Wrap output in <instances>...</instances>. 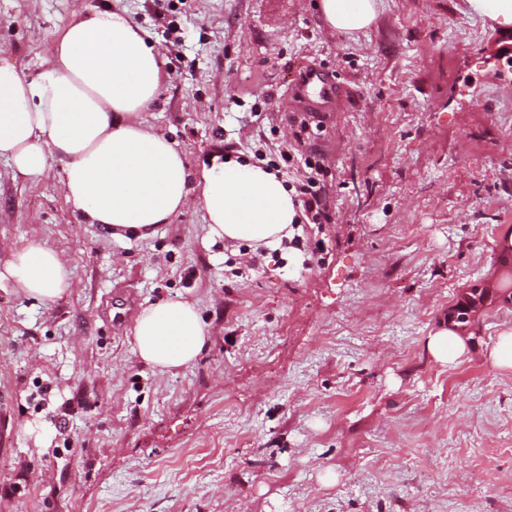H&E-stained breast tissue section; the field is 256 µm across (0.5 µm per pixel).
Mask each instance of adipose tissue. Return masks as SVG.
Segmentation results:
<instances>
[{
	"mask_svg": "<svg viewBox=\"0 0 512 512\" xmlns=\"http://www.w3.org/2000/svg\"><path fill=\"white\" fill-rule=\"evenodd\" d=\"M318 8L346 35L368 29L377 15L376 0H319ZM162 64L160 49L126 12H77L36 76L0 61V159L33 180L59 168L72 207L116 238H150L194 199L210 239L278 247L297 215L282 178L232 158L193 173L184 153L148 124ZM5 282L51 302L71 277L57 253L29 242L0 264ZM132 336L141 362L169 371L200 355L207 331L195 304L178 298L143 307ZM427 348L448 366L470 353L453 323L430 336Z\"/></svg>",
	"mask_w": 512,
	"mask_h": 512,
	"instance_id": "ef3b65f1",
	"label": "adipose tissue"
}]
</instances>
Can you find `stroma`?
I'll list each match as a JSON object with an SVG mask.
<instances>
[{"label": "stroma", "instance_id": "1", "mask_svg": "<svg viewBox=\"0 0 512 512\" xmlns=\"http://www.w3.org/2000/svg\"><path fill=\"white\" fill-rule=\"evenodd\" d=\"M119 6L162 47L148 123L190 169L278 154L303 120L297 79L340 92L308 135L333 221L255 251L210 241L190 204L146 240L67 203L57 170L0 160V259L37 240L72 286L0 287V512H512V26L468 0H378L361 33L315 0H0V60L40 72L75 8ZM255 269H246L252 256ZM197 303L188 367L141 363L147 304ZM466 311L471 352L431 334ZM457 327V324L449 323L448 327H442L429 336L428 351L442 365H456L470 354L467 338L461 335ZM491 364L502 370H512V332H503L488 351Z\"/></svg>", "mask_w": 512, "mask_h": 512}]
</instances>
